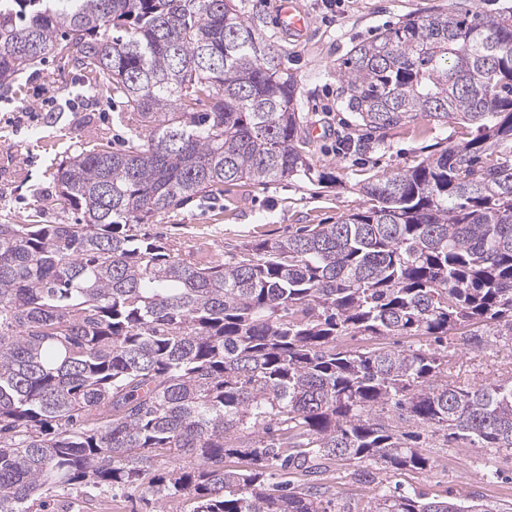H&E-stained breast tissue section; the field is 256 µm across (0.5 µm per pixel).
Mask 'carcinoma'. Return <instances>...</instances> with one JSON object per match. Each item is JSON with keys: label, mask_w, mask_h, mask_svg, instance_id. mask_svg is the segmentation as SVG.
<instances>
[{"label": "carcinoma", "mask_w": 512, "mask_h": 512, "mask_svg": "<svg viewBox=\"0 0 512 512\" xmlns=\"http://www.w3.org/2000/svg\"><path fill=\"white\" fill-rule=\"evenodd\" d=\"M48 54L123 100L132 139L59 163L54 202L76 223L0 222V512L126 487L187 512H327L331 461L429 465L406 425L512 451V379L450 382L446 349L336 348L455 334L480 350L483 322L512 336V6L414 15L355 45L340 95L363 126L476 134L364 178L336 223L215 265L138 226L232 182H336L304 151L274 46L236 0H0V93ZM167 455L187 465L161 473ZM288 468L308 486L270 483ZM362 512L503 510L394 490ZM378 343H386L387 345H395L402 348H408L411 346L419 347L420 345L426 344V338L420 336H387V337H378V336H368L358 334L356 336H345L342 338V342H340V348H365L376 346Z\"/></svg>", "instance_id": "obj_1"}]
</instances>
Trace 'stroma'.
I'll list each match as a JSON object with an SVG mask.
<instances>
[{"mask_svg":"<svg viewBox=\"0 0 512 512\" xmlns=\"http://www.w3.org/2000/svg\"><path fill=\"white\" fill-rule=\"evenodd\" d=\"M278 0H238L260 37L277 47L284 70L297 81V103L306 118L303 135L315 169L333 172L325 188L293 177L267 184H227L207 197H194L153 217L141 230L150 240L177 249L186 261L209 265L239 254L242 246L274 241L311 224H333L363 202L357 183L365 174H389L415 166L446 145L452 125L418 121L374 138L358 126L340 96V64L353 46L408 16L476 10L492 14L512 0H340L325 19L321 0H297L311 25L288 34L277 19ZM124 106L87 86L83 70L56 71L53 63L26 70L11 93L0 96V222L74 223L55 208V167L65 158L109 138L114 148L130 133L114 116ZM448 352L461 380L489 383L512 377V338L496 336L483 353L460 349L449 337ZM430 459L422 470H374L361 482L352 467L336 463L326 475L332 503L353 512L386 489L415 490L428 498L456 494L512 508V453L462 442H445L423 431ZM69 512H184L181 500L157 503L134 489L72 495Z\"/></svg>","mask_w":512,"mask_h":512,"instance_id":"1","label":"stroma"}]
</instances>
